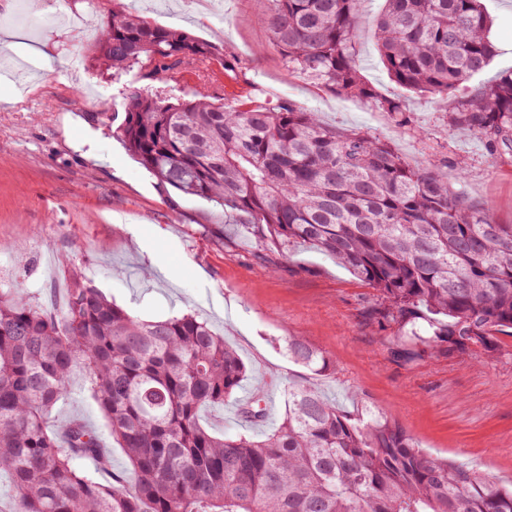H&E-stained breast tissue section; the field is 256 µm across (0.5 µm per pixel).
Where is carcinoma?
Returning a JSON list of instances; mask_svg holds the SVG:
<instances>
[{
    "label": "carcinoma",
    "mask_w": 512,
    "mask_h": 512,
    "mask_svg": "<svg viewBox=\"0 0 512 512\" xmlns=\"http://www.w3.org/2000/svg\"><path fill=\"white\" fill-rule=\"evenodd\" d=\"M363 0H269L263 23L287 70L339 96L378 104L361 73L353 28ZM480 0H385L377 46L390 79L446 95L494 57ZM92 60L117 79L207 67L215 48L160 26L125 0L112 9ZM448 124L512 147V70L448 112ZM117 134L162 185L224 209V239L246 240L272 264L306 246L373 288L378 324L416 352L453 354L512 330V224H496L448 188L447 173L412 166L388 143L325 127L290 102L233 105L197 93L172 103L126 88ZM288 357L313 374L329 357L301 336ZM82 363L112 438L130 466L103 484L77 470L107 467L93 430L50 413ZM247 367L191 314L141 321L75 268L59 315L20 288L0 287V473L14 512H512V488L434 457L396 423L342 411L309 382L288 384V411L264 438L210 433L204 406L224 405Z\"/></svg>",
    "instance_id": "obj_1"
}]
</instances>
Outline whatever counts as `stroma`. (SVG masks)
Instances as JSON below:
<instances>
[{
	"label": "stroma",
	"mask_w": 512,
	"mask_h": 512,
	"mask_svg": "<svg viewBox=\"0 0 512 512\" xmlns=\"http://www.w3.org/2000/svg\"><path fill=\"white\" fill-rule=\"evenodd\" d=\"M160 25L188 31L234 62L223 76L225 101L292 102L319 113L328 127L361 132L390 144L415 166L447 168L448 186L495 223L512 224V151L490 152L485 141L448 124L436 96L401 90L377 50L374 20L384 0H365L353 40L364 78L385 98L401 97L398 123L378 105L343 98L288 72L261 17L268 0H132ZM109 0H0V286L27 289L57 306L67 272L79 268L130 315L145 321L193 313L223 334L245 362L249 379L224 406L202 408L210 431L260 436L278 425L293 380H312L342 410L373 412L396 421L426 452L512 482V335L448 355L396 357L394 327L374 318L375 290L315 251L296 248L272 268L254 245L224 238L216 204L161 185L114 135L124 110L123 83L167 98L202 91L197 76L149 79L131 70L115 82L84 56L99 34ZM496 49L491 64L470 80L474 93L512 69V0H482ZM78 68L48 71L21 58L24 47ZM302 336L333 363L312 376L288 357V337ZM264 393L265 418L244 421V400ZM80 419L99 436L109 474L89 458L75 466L99 475H125L127 458L77 368L54 406L49 426L61 432Z\"/></svg>",
	"instance_id": "1"
}]
</instances>
